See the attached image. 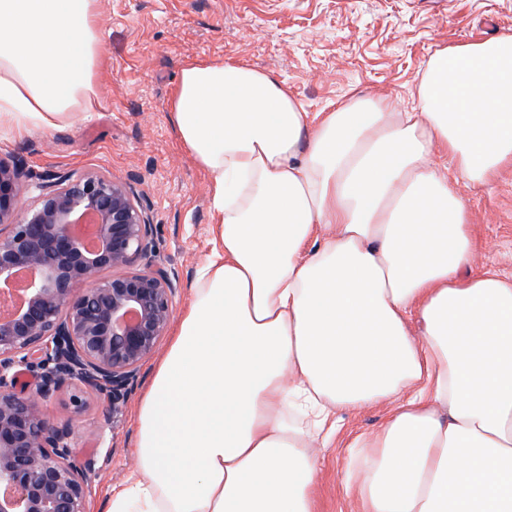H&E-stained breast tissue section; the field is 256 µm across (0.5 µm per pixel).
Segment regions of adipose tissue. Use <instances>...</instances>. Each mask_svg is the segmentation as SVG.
I'll list each match as a JSON object with an SVG mask.
<instances>
[{"mask_svg":"<svg viewBox=\"0 0 512 512\" xmlns=\"http://www.w3.org/2000/svg\"><path fill=\"white\" fill-rule=\"evenodd\" d=\"M101 50L99 0H0V128L94 111ZM416 98L310 112L255 67L182 68L169 108L220 245L106 512H315L319 434L378 403L353 512H512V278L468 272L456 189L512 163V32L436 50Z\"/></svg>","mask_w":512,"mask_h":512,"instance_id":"adipose-tissue-1","label":"adipose tissue"}]
</instances>
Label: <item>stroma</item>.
Returning a JSON list of instances; mask_svg holds the SVG:
<instances>
[{"mask_svg":"<svg viewBox=\"0 0 512 512\" xmlns=\"http://www.w3.org/2000/svg\"><path fill=\"white\" fill-rule=\"evenodd\" d=\"M105 64L98 105L73 125L24 136L0 131V155L20 160L26 200L41 176L89 170L133 187L157 228L156 253L178 277L176 313L192 299L196 271L214 238L209 176L183 146L169 99L192 60L242 62L285 81L306 109L320 111L350 96H385L394 111L412 107L435 50L512 31V0H99ZM475 239L471 267L512 274V165L489 183H460ZM142 367L124 416L106 443L111 455L92 494L91 512H105L112 487L134 468L136 409L155 369ZM107 400L91 396L71 415L67 395L48 403L51 423L71 420L78 450L103 421ZM385 409L339 414L332 447L322 449L316 512H349L340 482L349 441L375 431Z\"/></svg>","mask_w":512,"mask_h":512,"instance_id":"1","label":"stroma"}]
</instances>
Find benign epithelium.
I'll use <instances>...</instances> for the list:
<instances>
[{"mask_svg":"<svg viewBox=\"0 0 512 512\" xmlns=\"http://www.w3.org/2000/svg\"><path fill=\"white\" fill-rule=\"evenodd\" d=\"M19 176L0 156V512H90L105 430L167 334L179 282L161 262L134 268L155 252V225L129 183L49 174L26 207ZM88 218L93 247L75 231ZM64 391L77 412L87 394L109 404L81 457L71 421L44 412Z\"/></svg>","mask_w":512,"mask_h":512,"instance_id":"obj_1","label":"benign epithelium"}]
</instances>
